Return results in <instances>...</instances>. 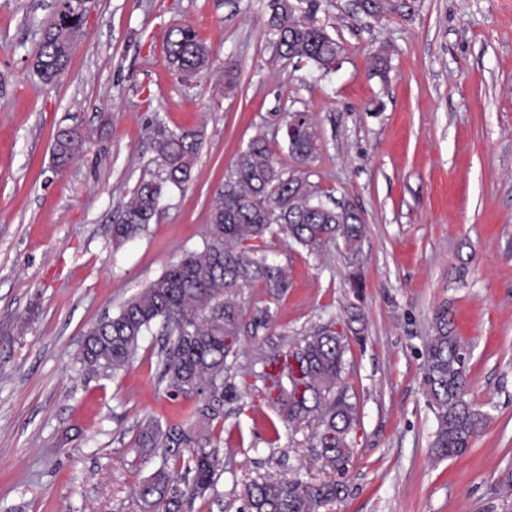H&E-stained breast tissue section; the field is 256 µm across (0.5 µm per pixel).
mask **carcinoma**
<instances>
[{"label": "carcinoma", "mask_w": 512, "mask_h": 512, "mask_svg": "<svg viewBox=\"0 0 512 512\" xmlns=\"http://www.w3.org/2000/svg\"><path fill=\"white\" fill-rule=\"evenodd\" d=\"M269 31L276 54L283 59L309 60L328 70L341 46L309 17H295L288 0H272ZM80 28L66 33L52 23L44 31L35 73L50 83L68 68ZM209 51L195 32L172 28L166 60L177 74H200ZM304 131L288 143L291 156L304 164L316 146L315 121L308 112ZM85 136L76 129L56 133L53 157L64 167L80 153ZM200 147L198 134L183 131L156 141L161 171L141 181L112 225L118 249L147 230L164 189L181 187L191 178ZM362 218L354 210L328 206L299 176L278 168L265 138H253L224 175L211 208L208 235L202 248L186 252L177 262L125 301L114 316L92 324L83 334L77 362L89 373L114 377L137 357L139 341L160 328L155 356L159 382L167 394L193 403L190 419L161 425L148 420L139 426L136 445L161 450V462L138 489L145 512H184L197 498H217L221 464L220 439L212 426L224 423V404L241 403L247 389L258 388L278 417L311 429L318 456L334 477L318 484L269 477L243 491L242 512H320L347 494L342 481L351 456L355 405L342 387L346 374V337L331 330L330 321L293 344L261 355L257 364L238 369L233 358L242 331L268 329L267 308L246 318L244 291L260 284L270 294L288 288L284 268L269 261L258 244L285 238L310 251L338 237L356 247ZM423 384L436 427L431 443L440 461L465 453L486 427L490 415L468 399V350L448 324V309L437 311L432 334L424 343ZM244 380L239 386L236 378ZM254 378V384L247 378Z\"/></svg>", "instance_id": "carcinoma-1"}]
</instances>
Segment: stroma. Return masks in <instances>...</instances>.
<instances>
[{
	"label": "stroma",
	"instance_id": "stroma-1",
	"mask_svg": "<svg viewBox=\"0 0 512 512\" xmlns=\"http://www.w3.org/2000/svg\"><path fill=\"white\" fill-rule=\"evenodd\" d=\"M340 43L330 72L276 56L270 0H96L67 75L31 69L54 0H0V512H140L136 490L159 465L137 425L176 422L191 403L158 382L144 337L120 377L85 374L78 341L94 322L200 248L226 171L258 135L322 200L361 214L358 251L267 242L289 287L246 289L274 318L243 336L237 363L334 322L349 350L358 409L348 496L330 512H505L512 469V0H289ZM191 27L207 69L182 81L166 36ZM387 62L374 75L375 57ZM233 70L226 86L225 70ZM312 114L316 150L297 165L281 130ZM79 126L65 168L55 132ZM194 130L192 178L170 189L146 232L120 249L112 226L157 173L159 134ZM447 305L469 351V398L490 415L472 450L433 461L424 340ZM310 430L279 421L259 394L224 408L220 500L191 512H240L268 475L327 471Z\"/></svg>",
	"mask_w": 512,
	"mask_h": 512
}]
</instances>
